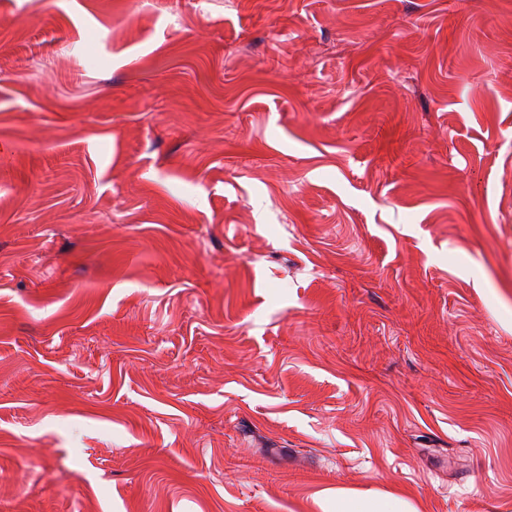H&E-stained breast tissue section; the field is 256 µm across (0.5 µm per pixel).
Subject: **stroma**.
<instances>
[{"mask_svg":"<svg viewBox=\"0 0 512 512\" xmlns=\"http://www.w3.org/2000/svg\"><path fill=\"white\" fill-rule=\"evenodd\" d=\"M512 512V0H0V512ZM321 512H419L410 501L395 494H355L325 490L315 499Z\"/></svg>","mask_w":512,"mask_h":512,"instance_id":"35a3bbf8","label":"stroma"}]
</instances>
